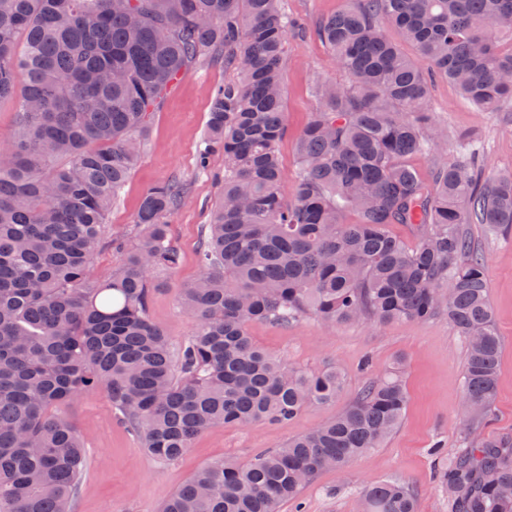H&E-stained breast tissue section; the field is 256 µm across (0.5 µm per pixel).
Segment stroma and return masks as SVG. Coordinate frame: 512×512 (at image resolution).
Listing matches in <instances>:
<instances>
[{
    "label": "stroma",
    "mask_w": 512,
    "mask_h": 512,
    "mask_svg": "<svg viewBox=\"0 0 512 512\" xmlns=\"http://www.w3.org/2000/svg\"><path fill=\"white\" fill-rule=\"evenodd\" d=\"M233 75L223 54L205 58L154 112L142 140L141 159L118 190L106 219L107 235L115 245L102 249L94 264L96 274L104 278L121 266L118 246L133 241L135 216L147 188L171 180L182 184L179 206L162 218L171 227L180 265L166 285L154 290L149 305L150 317L175 346L194 330L192 318L177 303V290L202 272L203 226L210 221V205L224 177L223 155H213L205 169L200 168L198 155L213 91ZM325 81H346L326 46L312 34L304 39L289 35L283 68L287 132L278 143L286 183L294 181L297 138L318 105L315 89ZM430 106L436 122L448 130L449 156L468 149L482 156L487 175L512 173L511 113L480 110L442 80L431 87ZM471 235L485 263L489 300L502 340L497 397L480 434L512 438V232L475 224ZM249 333L256 345L289 365L309 372L336 369L344 378L336 401L308 406L277 426L214 428L196 439L179 462L162 465L145 454L138 437L113 413L105 390L82 395L68 409L86 448L72 512H160L164 501L203 463L223 458L241 463L259 451L282 446L334 418L370 377L397 364L403 368L408 393L401 424L381 447L351 461L343 471L321 472L302 493L303 512H358L362 488L381 480L408 485L418 512H451L442 476L463 446L459 411L466 343L446 318L379 327L369 321L331 325L307 315L286 326L255 322Z\"/></svg>",
    "instance_id": "35a3bbf8"
}]
</instances>
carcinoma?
I'll return each instance as SVG.
<instances>
[{
    "mask_svg": "<svg viewBox=\"0 0 512 512\" xmlns=\"http://www.w3.org/2000/svg\"><path fill=\"white\" fill-rule=\"evenodd\" d=\"M291 28L283 0H0V100L24 82L0 155V512H69L86 451L67 409L101 387L165 464L217 426L280 424L335 401L342 376L267 354L249 336L256 321L384 326L443 314L467 345L463 405L478 407L460 432L470 440L482 427L502 343L465 225L512 229V176L479 181L472 154L437 162L430 178L410 163L447 154V132L402 44L479 109L512 112V47L502 46L512 0H347L317 36L348 82L319 85L288 196L278 143ZM216 51L237 77L216 91L200 160L224 155V189L202 274L180 292L195 328L175 349L149 301L179 262L160 218L180 186L144 192L137 238L111 279L93 275L94 259L152 112ZM415 222L413 247L389 230ZM407 401L399 373L372 378L284 446L200 466L162 512H279L320 472L380 447ZM443 481L452 512H512V439L469 444ZM360 501L361 512L417 508L400 481L375 483Z\"/></svg>",
    "mask_w": 512,
    "mask_h": 512,
    "instance_id": "carcinoma-1",
    "label": "carcinoma"
}]
</instances>
